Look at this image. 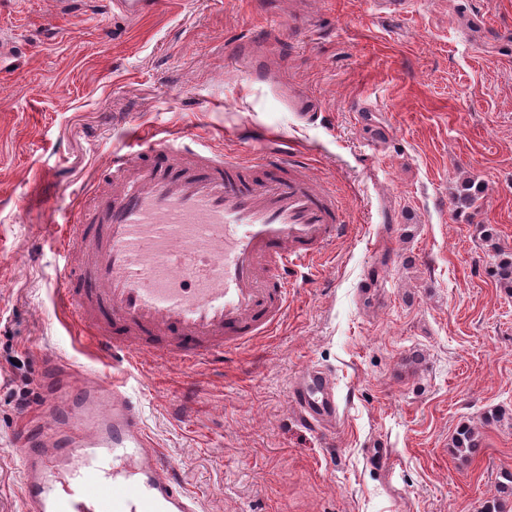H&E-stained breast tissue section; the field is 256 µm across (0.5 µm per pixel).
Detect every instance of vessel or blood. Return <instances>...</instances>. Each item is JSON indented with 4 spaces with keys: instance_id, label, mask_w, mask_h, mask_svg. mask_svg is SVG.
<instances>
[{
    "instance_id": "vessel-or-blood-1",
    "label": "vessel or blood",
    "mask_w": 512,
    "mask_h": 512,
    "mask_svg": "<svg viewBox=\"0 0 512 512\" xmlns=\"http://www.w3.org/2000/svg\"><path fill=\"white\" fill-rule=\"evenodd\" d=\"M160 4L113 6L133 20ZM107 170L105 190L60 243L58 301L81 334L130 366L144 350L220 363L272 335L291 282L346 229L335 190L315 184L280 139L254 138L243 157L193 134L133 133ZM42 384L49 400L20 432L23 512H200L126 381L54 360ZM290 398L310 429L338 416L324 372L300 374Z\"/></svg>"
}]
</instances>
